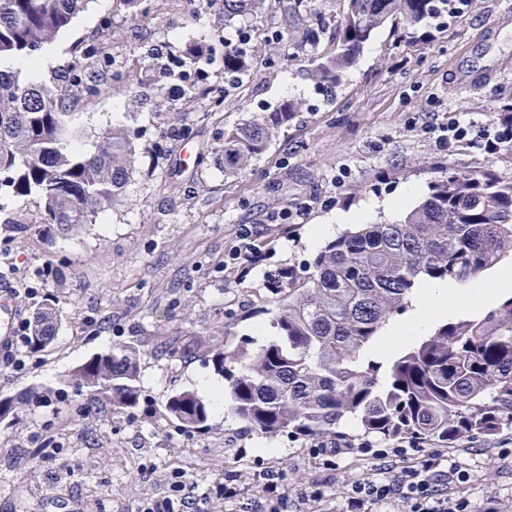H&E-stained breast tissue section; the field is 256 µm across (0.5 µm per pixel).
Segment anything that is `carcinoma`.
<instances>
[{"mask_svg": "<svg viewBox=\"0 0 512 512\" xmlns=\"http://www.w3.org/2000/svg\"><path fill=\"white\" fill-rule=\"evenodd\" d=\"M87 0H0V186L38 197L45 221L74 231L120 199L137 167L135 130L114 125L96 150L79 149L67 122L69 95L22 82L6 63L54 42ZM264 0H221L224 26ZM448 0H349L336 54L310 70L325 88L339 84L374 32L392 24L415 33ZM302 104L290 100L224 130V175L238 176L264 154ZM512 261V179L490 169L446 167L403 221L358 224L324 242L300 275L279 279L276 336L258 352L231 355L196 340L219 367L231 358L224 400L261 437H313L356 422L375 441L413 439L455 448L470 437L512 428V296L489 310L449 319L400 350L385 367L368 359L394 314L424 284L470 287ZM57 312L38 309L31 346L54 337ZM74 375L115 411L140 399L138 360L120 345L77 366ZM168 416L207 426L206 403L192 391L170 396Z\"/></svg>", "mask_w": 512, "mask_h": 512, "instance_id": "cac0c4a2", "label": "carcinoma"}]
</instances>
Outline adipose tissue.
I'll list each match as a JSON object with an SVG mask.
<instances>
[{"label": "adipose tissue", "instance_id": "1", "mask_svg": "<svg viewBox=\"0 0 512 512\" xmlns=\"http://www.w3.org/2000/svg\"><path fill=\"white\" fill-rule=\"evenodd\" d=\"M509 288H512V274L499 277L496 287L477 285L464 292L444 284L424 285L412 298V316L402 324L391 325L388 340L394 343L407 336L423 335L433 323L453 312L486 308L499 291Z\"/></svg>", "mask_w": 512, "mask_h": 512}]
</instances>
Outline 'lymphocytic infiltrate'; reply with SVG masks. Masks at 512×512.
I'll list each match as a JSON object with an SVG mask.
<instances>
[{
	"mask_svg": "<svg viewBox=\"0 0 512 512\" xmlns=\"http://www.w3.org/2000/svg\"><path fill=\"white\" fill-rule=\"evenodd\" d=\"M359 454L368 465L361 477L346 485L339 512H383L395 504L403 512H472L462 494L470 472L457 458L426 457L414 447L363 448ZM450 482L455 483L456 493L447 491ZM217 493L228 501H250L252 512H288L294 498L305 505L306 512H325L329 500L326 482L316 481L294 492L272 466L249 483L225 476Z\"/></svg>",
	"mask_w": 512,
	"mask_h": 512,
	"instance_id": "obj_1",
	"label": "lymphocytic infiltrate"
}]
</instances>
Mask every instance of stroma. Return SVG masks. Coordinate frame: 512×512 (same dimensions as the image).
I'll use <instances>...</instances> for the list:
<instances>
[{
  "label": "stroma",
  "instance_id": "1",
  "mask_svg": "<svg viewBox=\"0 0 512 512\" xmlns=\"http://www.w3.org/2000/svg\"><path fill=\"white\" fill-rule=\"evenodd\" d=\"M348 3L265 0L247 22L248 75L224 98V15L211 0H142L136 16L115 12L113 0H89L37 51L47 65L36 81L66 88L77 50L98 46L88 69L101 90L90 98L73 92L69 125L86 150L104 128L132 127L139 165L124 196L70 234L45 223L39 199L0 190V262L14 263L13 287L36 291L21 300V316L32 319L46 303L60 315L53 341L30 353L24 368L0 361V399H12L17 413L0 424V512H138L169 495L175 471L206 494L207 512H240L210 494L230 472L248 481L274 466L292 489L327 476L334 495L362 472L364 461L352 453L361 443L354 423L320 439L260 437L218 409L214 391L224 376L191 347L196 336L228 353L266 344L281 300L270 279L312 261L316 226L337 233L338 217L365 210L370 223L401 222L403 213L380 202L405 194L416 207L441 166L512 176V153H487L483 138L512 103V0H474L412 39L380 28L329 92L308 71L334 55ZM276 32L282 41H273ZM192 43L210 54L207 80L191 87L165 64ZM297 99L304 109L267 152L241 176L225 177L218 155L225 129ZM452 116L474 128L447 153L436 137ZM293 203L308 206L302 223H270ZM245 228L264 259L225 272ZM124 343L138 352L142 395L116 412L69 376ZM46 390L50 399L30 402L32 392ZM185 390L208 405L205 428L168 417V398ZM321 441L347 448L333 471L309 454ZM510 450L511 428L454 449L472 475L474 503L490 497L498 512H512V462L499 459Z\"/></svg>",
  "mask_w": 512,
  "mask_h": 512
}]
</instances>
